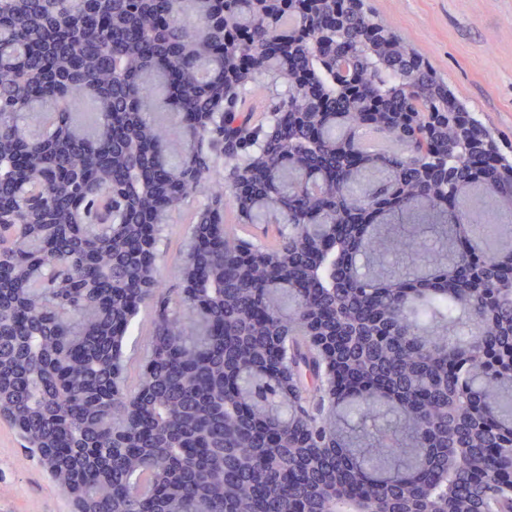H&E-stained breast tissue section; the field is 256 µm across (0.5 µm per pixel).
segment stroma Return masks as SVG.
<instances>
[{
  "mask_svg": "<svg viewBox=\"0 0 512 512\" xmlns=\"http://www.w3.org/2000/svg\"><path fill=\"white\" fill-rule=\"evenodd\" d=\"M469 111L512 145V0H366ZM0 512H72L16 430L0 422Z\"/></svg>",
  "mask_w": 512,
  "mask_h": 512,
  "instance_id": "1",
  "label": "stroma"
}]
</instances>
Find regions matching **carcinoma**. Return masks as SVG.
<instances>
[{"instance_id": "carcinoma-1", "label": "carcinoma", "mask_w": 512, "mask_h": 512, "mask_svg": "<svg viewBox=\"0 0 512 512\" xmlns=\"http://www.w3.org/2000/svg\"><path fill=\"white\" fill-rule=\"evenodd\" d=\"M339 1L355 83L311 39ZM488 133L353 0H0V419L74 512L511 507L512 161L465 154ZM190 203L174 261L212 276L173 303ZM144 306L153 368L115 393ZM191 218L189 210H182L174 214L173 224H171V233L169 238L170 257L162 270L163 284L165 289L175 293L180 292L182 288L181 277L177 265L173 262V256L179 250L183 243L184 232Z\"/></svg>"}]
</instances>
